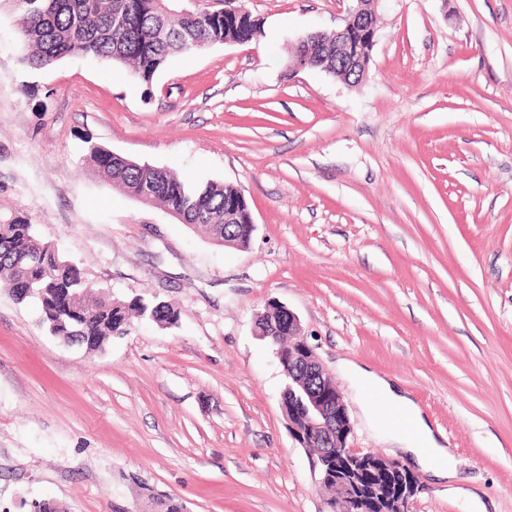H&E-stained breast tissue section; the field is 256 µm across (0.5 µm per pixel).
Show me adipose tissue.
<instances>
[{
	"label": "adipose tissue",
	"mask_w": 512,
	"mask_h": 512,
	"mask_svg": "<svg viewBox=\"0 0 512 512\" xmlns=\"http://www.w3.org/2000/svg\"><path fill=\"white\" fill-rule=\"evenodd\" d=\"M349 372L358 385L373 390L388 408L409 419L414 429L413 434L398 431L394 437L404 450L414 455L419 467L441 477L453 476L452 455L446 447L437 443L418 406L410 398L396 392L390 383L363 367L350 365Z\"/></svg>",
	"instance_id": "obj_1"
}]
</instances>
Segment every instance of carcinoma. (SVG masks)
Here are the masks:
<instances>
[{"label": "carcinoma", "instance_id": "cac0c4a2", "mask_svg": "<svg viewBox=\"0 0 512 512\" xmlns=\"http://www.w3.org/2000/svg\"><path fill=\"white\" fill-rule=\"evenodd\" d=\"M14 5L16 22L28 47L23 57L34 70L47 69L61 59L82 54L127 65L133 77L149 84L167 63L181 54L187 58L210 43L231 39L249 44L261 35L262 23L237 25L216 14L201 24L196 14L185 12L174 0H7ZM335 45L336 36L323 33L319 38L303 35L295 55L309 51L315 56L325 45ZM87 162L103 182L132 199L138 198L145 182L153 185L146 204H158L184 216L189 224L202 227L210 237L224 239V199L240 200V223H247L250 210L243 192L224 183L193 185L170 170L140 164L92 144ZM0 285L21 303L35 300L42 310L41 322L52 325L59 336H79L82 347L101 351L108 341L124 334L130 317L149 318L162 325L176 323L178 314L164 301H129L99 295L87 297L80 269L60 256L55 248L39 238L34 225L16 219L0 223ZM70 288L79 297L82 314L74 315L59 307L45 312L39 290ZM152 512H184L182 502L173 497L147 493Z\"/></svg>", "mask_w": 512, "mask_h": 512}]
</instances>
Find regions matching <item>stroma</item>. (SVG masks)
I'll return each instance as SVG.
<instances>
[{"label": "stroma", "instance_id": "obj_1", "mask_svg": "<svg viewBox=\"0 0 512 512\" xmlns=\"http://www.w3.org/2000/svg\"><path fill=\"white\" fill-rule=\"evenodd\" d=\"M243 5L263 36L174 55L148 86L81 54L27 68L0 7V222L36 225L91 289L179 313L89 353L0 288V512H142L145 487L185 512H321L256 332L272 301L344 392L353 447L400 456L346 362L406 392L452 454L454 478L419 472L412 512H512V0H386L353 87L287 67L352 0ZM91 142L239 188L249 246L104 185Z\"/></svg>", "mask_w": 512, "mask_h": 512}]
</instances>
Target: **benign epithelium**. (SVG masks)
<instances>
[{
  "label": "benign epithelium",
  "mask_w": 512,
  "mask_h": 512,
  "mask_svg": "<svg viewBox=\"0 0 512 512\" xmlns=\"http://www.w3.org/2000/svg\"><path fill=\"white\" fill-rule=\"evenodd\" d=\"M343 26L336 35V73H343L356 81L365 79L368 64L353 48L351 37L357 32L366 33L375 41L376 18L384 0H353ZM254 221L236 225V231L227 235L224 245L234 246L244 237H252ZM281 316L271 327L268 336H291L299 346L284 350L275 349L276 357L288 378V427L295 440L302 446L315 443L322 448L318 461L321 485L328 488L331 496L325 502L324 512H371L377 497L384 493L376 486L363 483V473L378 472L388 482L396 484L408 469L400 461L384 458L372 452H361L349 444L353 426L342 392L331 387L325 393L320 386L329 381L323 365L312 347L301 338L298 316L287 305L280 306ZM418 489L412 491L391 490L386 498L387 512H411L412 500Z\"/></svg>",
  "instance_id": "7a95c632"
}]
</instances>
